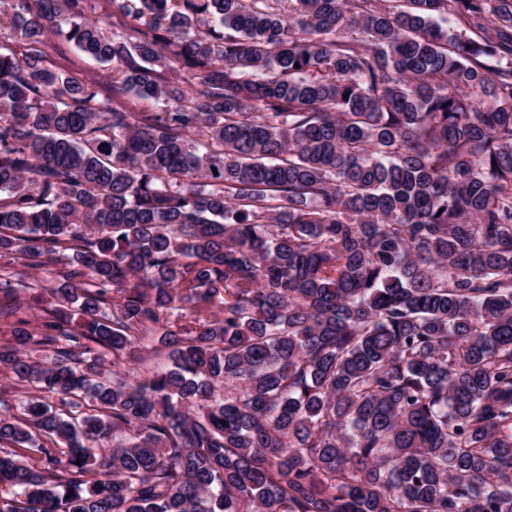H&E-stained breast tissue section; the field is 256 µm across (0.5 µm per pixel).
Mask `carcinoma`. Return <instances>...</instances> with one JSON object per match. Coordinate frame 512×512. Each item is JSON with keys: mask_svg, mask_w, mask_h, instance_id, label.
<instances>
[{"mask_svg": "<svg viewBox=\"0 0 512 512\" xmlns=\"http://www.w3.org/2000/svg\"><path fill=\"white\" fill-rule=\"evenodd\" d=\"M0 25V512H512V0ZM59 41V43L57 42ZM63 48V52L61 49ZM47 51L51 59L67 68L72 75L78 78L94 76L98 80L107 82L110 77L104 68L99 67L93 61L84 57L72 46L60 43V40L53 37L48 43Z\"/></svg>", "mask_w": 512, "mask_h": 512, "instance_id": "carcinoma-1", "label": "carcinoma"}]
</instances>
